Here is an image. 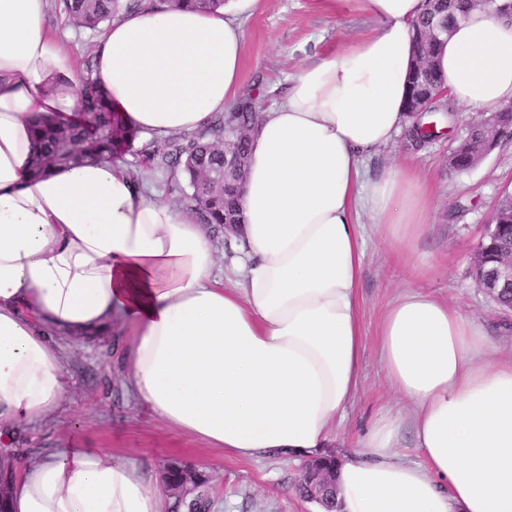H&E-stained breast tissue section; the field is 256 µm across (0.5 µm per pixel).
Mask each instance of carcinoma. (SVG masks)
Returning <instances> with one entry per match:
<instances>
[{
  "mask_svg": "<svg viewBox=\"0 0 512 512\" xmlns=\"http://www.w3.org/2000/svg\"><path fill=\"white\" fill-rule=\"evenodd\" d=\"M169 4L198 11H214L224 7V0H56L55 7L64 13L77 28L95 31L127 14L139 12L157 4ZM493 8L501 16L512 19V0H426L425 11L414 28L419 41L415 42L417 61L411 70L406 111L414 117L408 130L413 141H429L437 134L423 128L422 114L444 113L452 116L454 102L437 98L429 104L432 88L444 83L443 76L430 65V59L440 51L446 37L436 38L432 29L439 20L453 29L476 8ZM84 87L80 120L58 126L41 121L38 142L40 150L32 163L35 175L47 168L70 163L93 162L107 157L124 155L133 149L136 133L121 125L120 116L105 104L93 78V58L84 61ZM259 120L255 97L247 93L240 97L228 112L218 113L210 124L192 132L171 136L151 148L138 151L134 176L143 169L159 168L172 175L182 172L185 179L172 181L169 187L178 191V201L198 213L202 223L214 227L215 237H221V226L241 223V194L224 190L208 174L224 171V149L228 148L243 160H248V136L245 132ZM486 124L479 120L470 126L468 137L452 152L449 165L462 172L472 168L471 150L485 138Z\"/></svg>",
  "mask_w": 512,
  "mask_h": 512,
  "instance_id": "cac0c4a2",
  "label": "carcinoma"
}]
</instances>
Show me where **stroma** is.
<instances>
[{"label":"stroma","instance_id":"stroma-1","mask_svg":"<svg viewBox=\"0 0 512 512\" xmlns=\"http://www.w3.org/2000/svg\"><path fill=\"white\" fill-rule=\"evenodd\" d=\"M240 22L245 33L240 91L248 93L255 83H263L267 93L257 100L263 110L271 107L272 95L285 94L300 67L354 46L380 27L363 0H259ZM466 127V119L458 118L442 136L418 147L397 138L395 145L365 161L370 177L394 161L412 162L429 172L435 186L432 224L419 252L433 270L428 278L417 277L383 233L366 226L359 284L361 381L331 448L337 461L353 457L379 414L405 408L390 390L378 355L382 315L401 291L421 288L460 306L488 328L501 356L512 357V316L501 313L476 287L471 266L483 224L500 196L512 193V139L501 142L471 170L449 172L448 155L464 138ZM126 341L124 331L117 328L95 342L72 343V385L46 421L20 427L13 449L15 466L67 445L109 448L160 469L171 463L203 468L214 512H320L295 490L297 462L276 456L236 459L143 416L124 388L120 353Z\"/></svg>","mask_w":512,"mask_h":512}]
</instances>
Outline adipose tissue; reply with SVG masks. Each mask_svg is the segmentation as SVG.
Here are the masks:
<instances>
[{
	"mask_svg": "<svg viewBox=\"0 0 512 512\" xmlns=\"http://www.w3.org/2000/svg\"><path fill=\"white\" fill-rule=\"evenodd\" d=\"M256 0L112 22L94 76L125 125L163 140L239 97ZM380 19L356 46L301 67L249 137L240 223L224 256L195 215L154 199L127 160L27 174L30 119H67L83 74L51 31L50 0H0V443L62 403L68 345L127 329L138 409L226 454L298 461L324 453L357 393L360 215L420 276L432 205L418 168L365 178V158L413 123L404 108L424 0H365ZM476 114L512 101V23L475 10L433 60ZM223 276H215L216 261ZM379 359L408 419L380 415L339 463L340 512H512V358L474 317L420 289L384 313ZM409 425L415 458L398 451ZM156 467L108 448L63 447L25 465L8 512H161Z\"/></svg>",
	"mask_w": 512,
	"mask_h": 512,
	"instance_id": "adipose-tissue-1",
	"label": "adipose tissue"
}]
</instances>
